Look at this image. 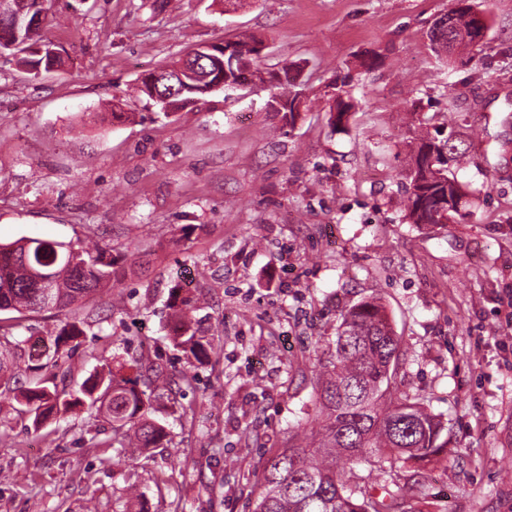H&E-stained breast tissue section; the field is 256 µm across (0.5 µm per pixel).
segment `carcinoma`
Returning a JSON list of instances; mask_svg holds the SVG:
<instances>
[{"mask_svg": "<svg viewBox=\"0 0 512 512\" xmlns=\"http://www.w3.org/2000/svg\"><path fill=\"white\" fill-rule=\"evenodd\" d=\"M451 32L464 37L474 27L473 0H459ZM9 15L0 19V47L33 76L62 66L64 57L50 51L52 42L43 27L23 23L27 17L48 13L46 0H10ZM21 20L17 28L4 23ZM259 41L252 35L230 40L244 60ZM205 64L212 81L230 86L237 80L231 68L224 69V54H212ZM140 92L162 109L177 111L205 94V88L186 78L181 94L162 99L145 74ZM417 151L411 156L405 187L407 217L413 224H437L465 218L467 193L448 170V163L466 154L464 141L454 133L439 140L429 132L416 135ZM51 267L54 280L49 293L37 286L28 263ZM112 276V253L106 246L76 249L65 242L20 238L0 244V312H41L64 309L101 289ZM174 314L176 345L199 356L205 353L201 340L190 333L189 300ZM399 360V339L379 298L363 300L341 315L334 341L333 359L317 371L314 391L318 408L310 421V433H295L288 446L267 459L263 491L254 512H395L401 503L394 496L372 493L370 476L357 473L344 478L339 464L365 459L377 470L401 468L438 453L444 426L417 402L395 398L390 392ZM23 398L37 426L58 407L97 410L112 422L114 440L122 448H156L166 437L165 427L154 417L153 403L137 389V379L110 372L90 385H82L73 397L50 391L35 382Z\"/></svg>", "mask_w": 512, "mask_h": 512, "instance_id": "cac0c4a2", "label": "carcinoma"}]
</instances>
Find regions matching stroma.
<instances>
[{
    "mask_svg": "<svg viewBox=\"0 0 512 512\" xmlns=\"http://www.w3.org/2000/svg\"><path fill=\"white\" fill-rule=\"evenodd\" d=\"M475 2L483 42L446 57L428 35L456 0H51L65 66L0 59V243L91 234L115 276L73 309L0 321L22 365L0 385V512H253L267 459L315 414L342 312L375 295L400 393L445 426L442 452L398 471L424 484L406 512H512V0ZM244 29L260 68L294 76L295 125L267 84L168 115L140 95L145 72ZM427 118L467 138L473 215L420 229L402 185ZM185 298L199 358L169 334ZM72 323L79 347L49 365ZM136 357L163 370L143 389L168 437L133 459L104 415L36 428L19 400L32 377L75 391Z\"/></svg>",
    "mask_w": 512,
    "mask_h": 512,
    "instance_id": "1",
    "label": "stroma"
}]
</instances>
